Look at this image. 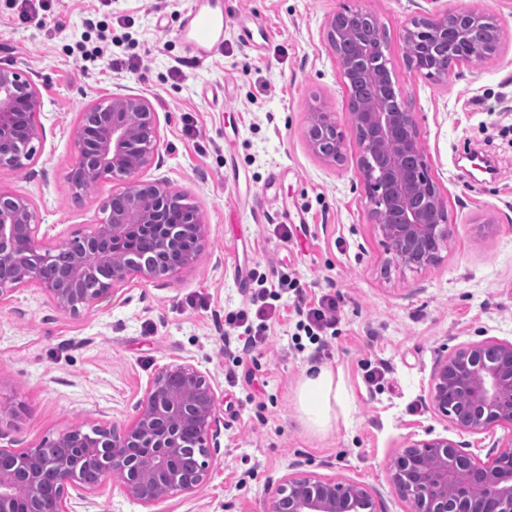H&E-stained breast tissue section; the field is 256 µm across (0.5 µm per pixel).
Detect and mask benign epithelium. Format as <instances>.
I'll use <instances>...</instances> for the list:
<instances>
[{
	"label": "benign epithelium",
	"instance_id": "benign-epithelium-1",
	"mask_svg": "<svg viewBox=\"0 0 512 512\" xmlns=\"http://www.w3.org/2000/svg\"><path fill=\"white\" fill-rule=\"evenodd\" d=\"M490 18L470 9L426 13L405 27L413 67L445 78L470 57L456 52ZM382 23L367 10L337 12L328 38L349 91L368 208L386 253L402 269L435 264L449 239L448 208L430 176L413 113L392 80L381 46ZM40 95L17 69L0 68V168L22 169L39 138ZM75 168L88 185L109 177L121 187L100 206L101 222L81 237L44 246L36 211L0 192V301L37 284L57 308L78 315L110 289L149 282L195 260L205 223L164 179L137 175L155 160L160 135L150 103L114 93L83 108L73 131ZM311 150L329 163L342 157L344 133L331 112H313ZM434 414L469 435L509 431L481 458L448 438L413 441L390 466L396 493L411 512H512V342L488 338L454 349L433 372ZM123 424L86 433L76 426L51 446L0 448V512H69L68 502L116 481L143 507L192 492L210 480L221 419L216 392L190 363L160 368ZM271 512H375L371 493L347 480L295 472L275 487Z\"/></svg>",
	"mask_w": 512,
	"mask_h": 512
}]
</instances>
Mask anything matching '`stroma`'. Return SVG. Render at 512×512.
<instances>
[{"label":"stroma","instance_id":"35a3bbf8","mask_svg":"<svg viewBox=\"0 0 512 512\" xmlns=\"http://www.w3.org/2000/svg\"><path fill=\"white\" fill-rule=\"evenodd\" d=\"M223 2L222 46L191 64L178 33L192 0H55L26 22L14 0H0V68L37 85L42 126L33 160L0 169V191L33 203L43 244L85 235L101 217L111 180L77 196L66 176L79 113L116 92L145 97L159 127V154L141 179L186 194L207 228L190 266L111 290L79 315L33 283L0 302V448L126 422L159 368L189 362L224 419L210 483L148 510L106 490L76 501V512H270L275 484L294 472L360 483L377 512H410L388 475L410 441L446 437L483 457L504 434L458 432L434 415L428 392L448 349L512 341V0ZM356 8L381 19L393 81L448 206V246L418 272L390 263L365 204L349 94L327 41L332 15ZM459 8L497 20L498 52L446 79L410 68L409 20ZM90 20L104 30L87 29ZM86 32L137 69L77 66L71 50ZM317 107L345 131L338 164L306 141ZM284 274L299 291L283 294L266 345L242 355L224 341L226 315L248 307L257 277ZM325 295L338 321L319 346L297 335L296 305ZM314 366L339 391L322 429L300 403ZM377 369L383 378L369 382Z\"/></svg>","mask_w":512,"mask_h":512}]
</instances>
